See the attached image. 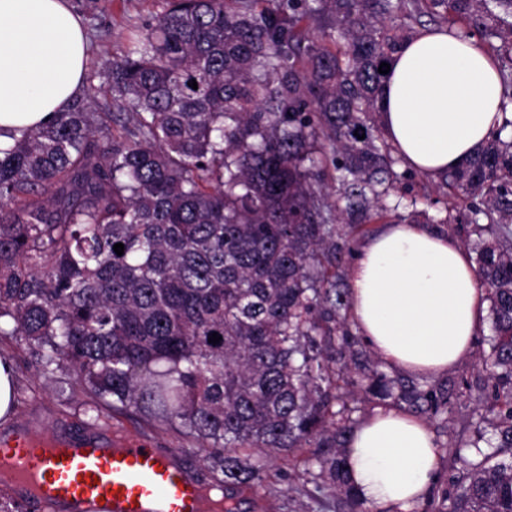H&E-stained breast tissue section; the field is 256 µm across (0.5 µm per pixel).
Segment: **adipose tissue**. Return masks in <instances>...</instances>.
Masks as SVG:
<instances>
[{
  "instance_id": "1",
  "label": "adipose tissue",
  "mask_w": 512,
  "mask_h": 512,
  "mask_svg": "<svg viewBox=\"0 0 512 512\" xmlns=\"http://www.w3.org/2000/svg\"><path fill=\"white\" fill-rule=\"evenodd\" d=\"M86 44L69 0H0V129L48 121L79 95ZM502 83L479 40L443 31L411 38L390 62L379 103L387 142L410 169L438 180L474 155L503 122ZM354 332L386 364L447 374L468 358L487 295L471 254L424 224H388L348 268ZM346 468L373 512H413L440 479L429 426L393 407L352 430Z\"/></svg>"
}]
</instances>
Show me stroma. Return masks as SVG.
<instances>
[{
  "instance_id": "obj_1",
  "label": "stroma",
  "mask_w": 512,
  "mask_h": 512,
  "mask_svg": "<svg viewBox=\"0 0 512 512\" xmlns=\"http://www.w3.org/2000/svg\"><path fill=\"white\" fill-rule=\"evenodd\" d=\"M87 31L90 49L87 73L97 83H105L112 62L120 59L129 38L164 11L165 0H70ZM0 355L9 357L15 367V409L8 419H0V441L18 429L26 428L42 437L77 438L98 435L115 442L138 438L158 448L178 451L188 470L202 482H209L206 464L195 441L182 433L158 427L144 417L106 411L91 417L84 398L72 379L60 375L49 381L37 374L34 358L25 343L12 336H0ZM474 404L453 400L447 426L431 422L440 444L453 443L459 436L472 435L475 428ZM311 449L297 451L270 465L269 490L260 504L267 512H339L336 496L315 492L307 468Z\"/></svg>"
}]
</instances>
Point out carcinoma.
Segmentation results:
<instances>
[{"mask_svg":"<svg viewBox=\"0 0 512 512\" xmlns=\"http://www.w3.org/2000/svg\"><path fill=\"white\" fill-rule=\"evenodd\" d=\"M254 2L167 0L108 70L104 111L89 76L66 111L9 135L0 336L20 337L44 376H73L89 410L193 438L231 491L225 512L297 448L315 449L313 480L342 512H367L345 470L348 398L444 426L449 409L447 385L384 371L349 321L354 243L407 176L377 120L378 68L426 14L511 51L512 0ZM321 19L329 29L301 26ZM509 127L440 178L462 202L446 222L476 235L492 336L475 398L487 413L451 446L453 492L423 512H512ZM485 423L497 443L474 461L464 450L482 454Z\"/></svg>","mask_w":512,"mask_h":512,"instance_id":"1","label":"carcinoma"}]
</instances>
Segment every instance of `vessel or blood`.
Returning <instances> with one entry per match:
<instances>
[{
    "label": "vessel or blood",
    "mask_w": 512,
    "mask_h": 512,
    "mask_svg": "<svg viewBox=\"0 0 512 512\" xmlns=\"http://www.w3.org/2000/svg\"><path fill=\"white\" fill-rule=\"evenodd\" d=\"M13 497L41 512H206L207 490L180 454L139 439H46L21 429L0 443Z\"/></svg>",
    "instance_id": "b4317fda"
}]
</instances>
